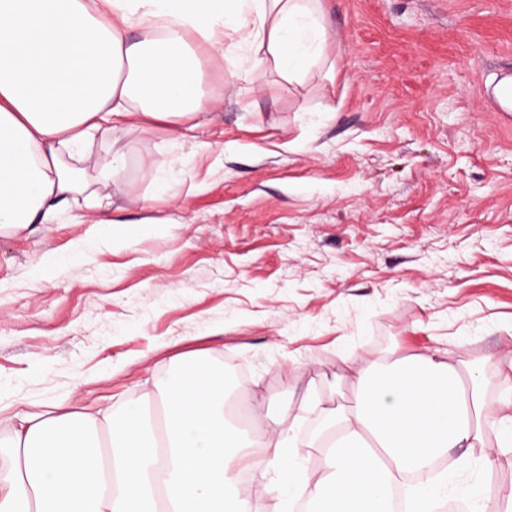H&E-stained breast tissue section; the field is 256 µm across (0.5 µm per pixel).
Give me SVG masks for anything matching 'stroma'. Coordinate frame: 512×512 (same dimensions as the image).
Listing matches in <instances>:
<instances>
[{"label":"stroma","instance_id":"1","mask_svg":"<svg viewBox=\"0 0 512 512\" xmlns=\"http://www.w3.org/2000/svg\"><path fill=\"white\" fill-rule=\"evenodd\" d=\"M324 62L288 84L203 58L199 126L118 125L120 152L37 231L0 230V437L20 412L140 401L212 356L230 411L314 391L344 359L450 350L494 400L512 356V0H321Z\"/></svg>","mask_w":512,"mask_h":512}]
</instances>
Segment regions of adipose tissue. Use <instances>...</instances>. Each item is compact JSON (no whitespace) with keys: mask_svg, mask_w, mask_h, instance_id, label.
Segmentation results:
<instances>
[{"mask_svg":"<svg viewBox=\"0 0 512 512\" xmlns=\"http://www.w3.org/2000/svg\"><path fill=\"white\" fill-rule=\"evenodd\" d=\"M139 26L143 37L130 41ZM233 42L239 70L273 63L301 82L323 56L325 29L313 0H0V224L53 223L80 190V174L103 185L121 161L88 147L110 127L155 120L182 127L207 109L202 57ZM197 361L152 374V400L115 418L111 408L61 415L19 413L0 439V512H252L260 497L305 499L316 512H391L406 475V512H437L446 496L485 512L483 481L449 485L436 460L465 449L456 471L512 449V386L494 402L470 384V369L433 351L366 361L346 372L357 389L335 410L320 397L273 411L256 403L247 433L224 423V397L197 381ZM323 415L333 439L296 443L302 414ZM496 425L495 445L484 441ZM320 449L318 469L301 468ZM251 471L252 485L238 478ZM275 473L276 483L266 482Z\"/></svg>","mask_w":512,"mask_h":512,"instance_id":"1","label":"adipose tissue"}]
</instances>
